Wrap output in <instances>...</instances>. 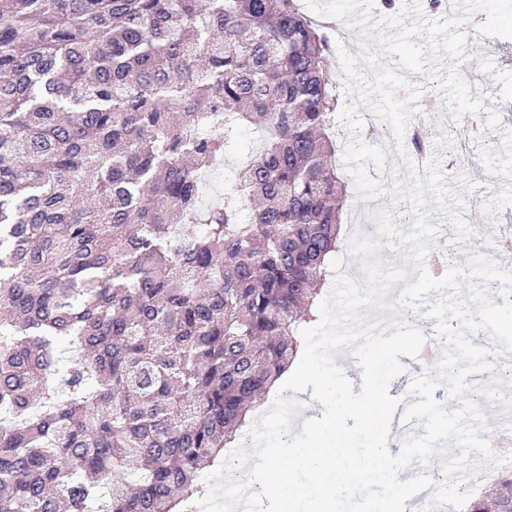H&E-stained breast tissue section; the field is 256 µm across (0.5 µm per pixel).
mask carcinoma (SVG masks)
<instances>
[{
  "instance_id": "carcinoma-1",
  "label": "carcinoma",
  "mask_w": 512,
  "mask_h": 512,
  "mask_svg": "<svg viewBox=\"0 0 512 512\" xmlns=\"http://www.w3.org/2000/svg\"><path fill=\"white\" fill-rule=\"evenodd\" d=\"M330 54L295 0H0V512L201 493L330 275ZM466 512H512V471ZM259 145L258 137L247 129H241L230 135L227 160L224 167L213 170L204 178L202 204L206 205L216 198L224 188V183L240 169Z\"/></svg>"
}]
</instances>
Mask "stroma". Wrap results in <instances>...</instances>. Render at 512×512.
Instances as JSON below:
<instances>
[{
  "instance_id": "obj_1",
  "label": "stroma",
  "mask_w": 512,
  "mask_h": 512,
  "mask_svg": "<svg viewBox=\"0 0 512 512\" xmlns=\"http://www.w3.org/2000/svg\"><path fill=\"white\" fill-rule=\"evenodd\" d=\"M486 15L477 11L470 15L464 27L469 40H481L486 48L472 72L465 78L472 93L484 96L485 106L494 108L500 118L498 130L485 131L482 138L465 141L462 130L437 129L430 138L429 152L439 155L446 170L448 182H455L459 169L450 163L460 142H467L471 156L488 174V187L473 192H462L465 203L464 217L470 225L482 226L480 244L501 235L512 236V40L478 38L477 27ZM258 143L251 131L241 129L230 136L227 160L224 167L213 170L204 178L202 201L210 203L222 191L228 177L240 169L250 158Z\"/></svg>"
}]
</instances>
